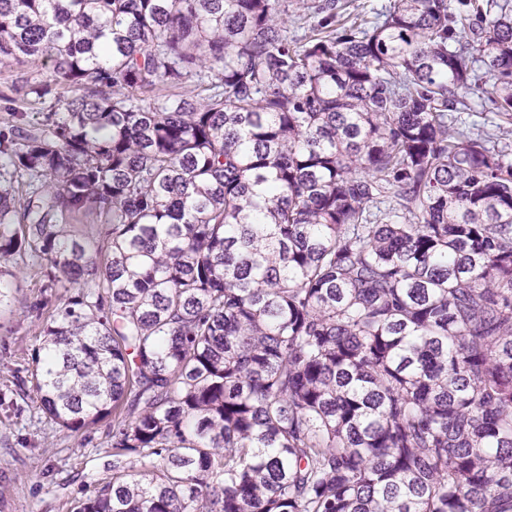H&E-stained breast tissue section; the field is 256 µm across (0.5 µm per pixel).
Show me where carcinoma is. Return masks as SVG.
I'll list each match as a JSON object with an SVG mask.
<instances>
[{
  "mask_svg": "<svg viewBox=\"0 0 512 512\" xmlns=\"http://www.w3.org/2000/svg\"><path fill=\"white\" fill-rule=\"evenodd\" d=\"M2 58L80 91L0 130V301L31 255L51 310L15 394L112 418L75 512H512V143L461 119L512 124L506 6L0 0ZM342 5V10L340 11L341 17L338 18L342 22H347L350 24L351 22L364 18L367 19L370 17L371 9H380L381 6L388 4L389 0H340ZM357 18V19H356ZM103 222L104 219L97 215L95 211H88L81 215L78 220L71 223L70 233L81 239L91 237L92 235L97 237L98 232L104 228L101 225Z\"/></svg>",
  "mask_w": 512,
  "mask_h": 512,
  "instance_id": "1",
  "label": "carcinoma"
}]
</instances>
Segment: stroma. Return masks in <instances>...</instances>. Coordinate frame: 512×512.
I'll use <instances>...</instances> for the list:
<instances>
[{
  "label": "stroma",
  "mask_w": 512,
  "mask_h": 512,
  "mask_svg": "<svg viewBox=\"0 0 512 512\" xmlns=\"http://www.w3.org/2000/svg\"><path fill=\"white\" fill-rule=\"evenodd\" d=\"M29 82L53 84L56 92L71 96L58 82L51 64L18 65L0 62V126L11 113H27L39 123L46 102L22 96L18 86ZM31 258L17 264L16 275L0 304V393L25 374L41 338L35 310L42 281ZM112 423L103 421L81 434L63 430L31 399L0 407V512H72L75 502L110 481Z\"/></svg>",
  "instance_id": "1"
}]
</instances>
